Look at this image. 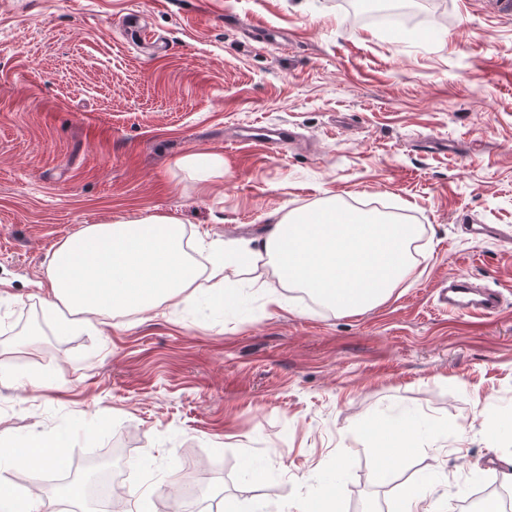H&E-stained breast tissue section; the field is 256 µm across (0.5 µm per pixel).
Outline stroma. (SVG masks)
Listing matches in <instances>:
<instances>
[{
  "mask_svg": "<svg viewBox=\"0 0 512 512\" xmlns=\"http://www.w3.org/2000/svg\"><path fill=\"white\" fill-rule=\"evenodd\" d=\"M442 24L348 22L338 0H0V438L123 451L131 512L151 494L217 486L244 512L304 502L396 512L407 491L443 512L512 472V18L487 0H430ZM221 166L201 191L181 160ZM421 228L427 255L384 304L341 315L299 289L281 305L259 264L240 301L204 300L56 332L54 248L83 224L167 215L189 237L261 238L326 201ZM465 278L498 312L443 309ZM422 431L382 460L376 432ZM390 476L371 480L378 466ZM264 474L254 482L252 469ZM429 483L420 484V475ZM63 469L0 463V483L55 504Z\"/></svg>",
  "mask_w": 512,
  "mask_h": 512,
  "instance_id": "obj_1",
  "label": "stroma"
}]
</instances>
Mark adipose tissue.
<instances>
[{
  "label": "adipose tissue",
  "instance_id": "adipose-tissue-1",
  "mask_svg": "<svg viewBox=\"0 0 512 512\" xmlns=\"http://www.w3.org/2000/svg\"><path fill=\"white\" fill-rule=\"evenodd\" d=\"M418 235L413 224L324 204L280 218L260 239L199 237L211 254L204 272L189 255L177 218L85 224L52 253L48 305L62 312L64 334L95 318L193 301L204 277L210 301L221 307L233 299L225 287L230 271L264 260L281 287L303 290L336 313L358 314L385 303L412 275L410 246ZM15 457L36 474L67 465L60 443L40 439L19 450L0 447L1 460Z\"/></svg>",
  "mask_w": 512,
  "mask_h": 512
}]
</instances>
